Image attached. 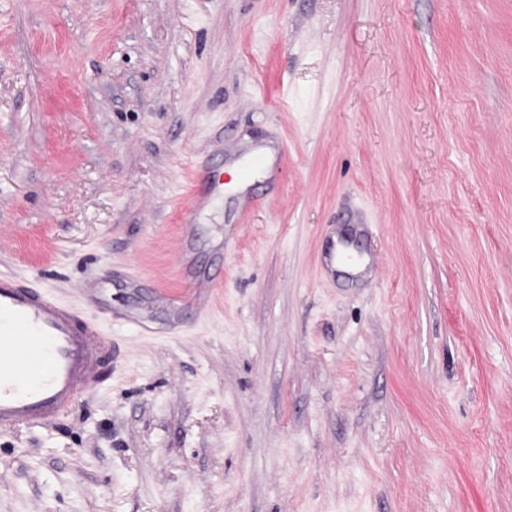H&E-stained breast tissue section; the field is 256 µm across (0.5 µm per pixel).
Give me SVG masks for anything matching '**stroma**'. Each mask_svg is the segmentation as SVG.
<instances>
[{"instance_id": "obj_1", "label": "stroma", "mask_w": 512, "mask_h": 512, "mask_svg": "<svg viewBox=\"0 0 512 512\" xmlns=\"http://www.w3.org/2000/svg\"><path fill=\"white\" fill-rule=\"evenodd\" d=\"M0 272L112 345L0 512H512V0H0Z\"/></svg>"}]
</instances>
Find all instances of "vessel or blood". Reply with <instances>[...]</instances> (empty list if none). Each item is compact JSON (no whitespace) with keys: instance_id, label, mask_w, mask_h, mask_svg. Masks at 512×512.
<instances>
[{"instance_id":"b4317fda","label":"vessel or blood","mask_w":512,"mask_h":512,"mask_svg":"<svg viewBox=\"0 0 512 512\" xmlns=\"http://www.w3.org/2000/svg\"><path fill=\"white\" fill-rule=\"evenodd\" d=\"M108 353L92 322L0 274V428L61 417L99 385Z\"/></svg>"}]
</instances>
